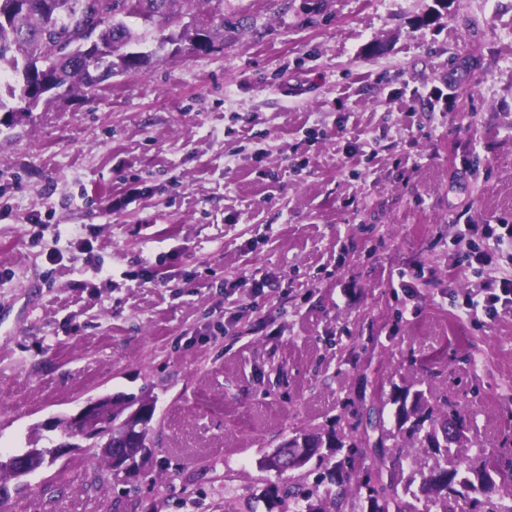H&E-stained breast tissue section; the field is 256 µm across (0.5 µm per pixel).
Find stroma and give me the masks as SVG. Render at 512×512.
Instances as JSON below:
<instances>
[{"instance_id": "stroma-1", "label": "stroma", "mask_w": 512, "mask_h": 512, "mask_svg": "<svg viewBox=\"0 0 512 512\" xmlns=\"http://www.w3.org/2000/svg\"><path fill=\"white\" fill-rule=\"evenodd\" d=\"M224 14L254 24L0 124V449L104 392L157 400L137 473L91 488L77 448L6 512H272L262 458L367 369L512 443V316L460 309L512 265L471 275L454 241L512 217V0Z\"/></svg>"}]
</instances>
